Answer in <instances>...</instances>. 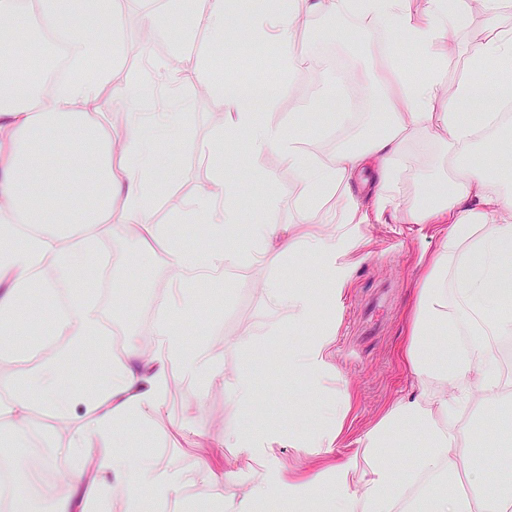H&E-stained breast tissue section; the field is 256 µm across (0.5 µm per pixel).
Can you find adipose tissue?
<instances>
[{"label": "adipose tissue", "mask_w": 512, "mask_h": 512, "mask_svg": "<svg viewBox=\"0 0 512 512\" xmlns=\"http://www.w3.org/2000/svg\"><path fill=\"white\" fill-rule=\"evenodd\" d=\"M424 2L416 12L411 0H303L299 9L292 0H278L251 21L248 35L282 48L280 65L285 70L295 65L296 58L287 48L298 27L310 17L330 13L351 19L360 36L377 28L390 33L388 57H400V48L406 45L426 59L427 71L392 68L381 74L386 128L357 147L337 148L328 165L315 163L292 132L261 120V112L275 103L270 90L253 92L208 75L204 55L188 68L180 66L176 55L145 62L144 72L167 84L194 78L210 94L221 97V133L248 139L249 168L259 167L267 153H276L282 165L308 185L304 208H320L326 196L340 190L347 223L443 227L439 249L424 263L426 275L417 289L402 350L421 384L418 393L392 403L343 460L288 476L289 502L325 490L330 512H504L512 502V480L492 475L483 459L470 455L466 440L472 423L461 418L465 408H495L512 400V380L503 377L496 351L499 338L512 336V140L498 134L500 113H487L480 126L466 118L467 113L481 111L488 98H512V78L502 73L487 86L464 79L446 87L445 35L463 28L467 13L462 0ZM484 3L492 33L468 54L469 68L480 70L512 61V28L496 24L501 11L512 7V0ZM175 9L185 20L183 37L200 31L212 47L223 46L230 23L228 0H176ZM28 13L35 15L39 30L52 32L62 42L73 63L100 57L112 47L117 16L112 8L70 19L62 0H0V283L6 286L0 292L1 337L31 335V328H18L14 320L24 294L34 288L70 285L102 240L131 224L139 239L150 237L163 244L177 280L183 283L222 279L225 266L242 258L270 269L263 288L285 317L283 323L266 328V340H275L283 327L301 328L311 318V296L283 288L278 276L298 255L318 261L328 278L322 298L329 310H340L351 275L344 260L348 235L342 228L329 230L319 224L296 230L257 223L250 227L245 255L238 256L219 246L186 252L166 227L153 223L155 185L161 173L156 142L182 132V113L132 114L118 135L101 119L111 70H102L93 79L78 77L48 86L33 75L17 76L11 66L8 24ZM443 97L448 107L440 112L436 103ZM429 136L451 146L459 175L450 183L431 179L429 204L401 209L395 201L394 163L409 142ZM481 137L486 150L477 155L472 146ZM369 167L376 172V183L363 203L351 188ZM182 214L195 223L221 224L228 230L241 224L244 210L238 181L216 174ZM448 276L454 289L442 286ZM99 324L96 306L73 296L51 332L65 337L67 351H85ZM337 328V320L328 321L292 354L294 370L309 375L313 386H322L334 369ZM156 334V353L144 355L135 343L128 349V360L140 361V370L120 363L96 373L90 427L73 438L69 448L75 461L67 476L72 495L58 502L55 512H95L103 493L96 477L100 470L127 487L134 512H139L146 495L180 493L181 481L162 479L141 459L118 452L116 434L136 429L145 408L162 406L169 363L180 362L193 380L218 374L220 363L212 353L187 351L179 328L170 320H162ZM447 334L464 338L449 363L432 349L433 337ZM65 360V354H59L33 370L0 373V389L13 393L0 419L1 436L25 425L26 394L40 396L58 412L75 402L77 389L62 376ZM349 409V403L337 405L325 427L304 439L284 437L271 426L261 434L233 431L224 444L242 449L258 464L263 449L282 442L293 448L329 449L342 438ZM411 432L423 436L425 446L409 467L396 470L387 460V450ZM91 447L106 451L94 470L85 464ZM462 471L478 486L474 497H460L452 490Z\"/></svg>", "instance_id": "adipose-tissue-1"}]
</instances>
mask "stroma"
<instances>
[{"label": "stroma", "instance_id": "stroma-1", "mask_svg": "<svg viewBox=\"0 0 512 512\" xmlns=\"http://www.w3.org/2000/svg\"><path fill=\"white\" fill-rule=\"evenodd\" d=\"M467 13V26L449 37L453 48L446 63L445 83L449 86L467 76L468 52L480 34L489 30L482 0H467ZM341 25V19L333 15L313 17L297 36L305 61L287 73L280 70L278 54L265 53L263 44L250 42L243 35L230 34L219 52L222 70L234 71L242 80L267 82L275 89L277 103L267 114L269 122L285 127L294 117H302L304 124L298 136L303 146L326 163L333 160L338 146L361 144L363 136L385 120L374 101L358 120L346 124L339 123L335 112L323 103L325 82L331 73L323 58L329 52L347 66L338 94H345L350 85L364 94L379 92L373 80L381 70L389 35L381 31L373 39L353 33L341 39L326 37L327 29ZM116 35L123 40L124 50L105 98L125 96L133 113L166 110L184 115L183 136L158 144V154L169 167L156 186L154 223L167 225L171 234L182 237L184 225L177 216L178 208L188 205L220 170L242 182L245 222L229 231L194 225L191 240H185L186 249H196L213 239L246 249L248 227L257 222L297 227L343 223L339 197L330 198L316 210L301 208L306 186L298 175L281 167L277 155L263 159L264 175H246L241 161L249 152L247 140L217 138L216 115L224 106L196 82L176 84L170 93L159 96L128 91V75L140 69L147 57L165 59L178 53L196 58L205 45L204 34L179 42L165 36L143 40L140 6L137 0H124ZM446 154V147L433 138L409 144L405 158L396 163V196L403 206L410 208L421 202L426 193L425 174L439 170L446 178H455L457 171L447 163ZM272 194L281 197L273 210L266 206ZM348 231L346 259L353 268L333 345V363L339 375L314 395L305 392L302 380L294 375L287 360L275 358L276 351L298 347L300 332L283 333L274 351L259 346L247 353L239 343L241 336L259 333L266 323L282 317L281 309L262 289L267 269L244 264L225 269L222 283L203 280L183 287L172 264L165 260V248L154 240L137 243L124 233L102 241L103 251L112 257L109 283L104 286L95 279L98 263L93 260L87 268L89 278L81 286L92 292L102 323L123 325L122 339L114 348L115 360H125L134 342L156 348L155 332L161 317L148 314L145 298L152 294L162 302L182 288L195 301L193 312L177 319L186 345L218 354L223 362L222 374L204 386L187 378L179 363H171L161 413L146 415L140 430L122 440L127 453L146 457L164 477L193 478L181 494L157 497L153 512H198L203 504L208 505L209 512H224V463L229 459L238 462L235 480L240 487H263L259 512H289L288 471L304 469L307 460L314 457L313 449L292 448L285 443L274 446L267 449L265 465L259 468L239 449L225 447V435L267 422L306 434L346 395L350 398L349 427L339 446L328 454L329 459L336 460L352 450L356 438L394 399L415 390L417 381L402 358L401 346L406 337L407 314L414 303V288L423 274L419 258L438 248L439 227L352 224ZM245 363L254 368L252 380L257 391L248 409L240 406L224 385L225 374ZM511 411L504 405L467 412L477 426L471 448L484 454L487 463L503 475L512 473V460L491 450L481 428ZM89 415L82 398L63 414L31 398L27 427L0 438V460L11 461L16 469L29 470L30 448L37 441L43 448L42 467L67 475L72 468L67 447L77 432L87 428Z\"/></svg>", "mask_w": 512, "mask_h": 512}]
</instances>
